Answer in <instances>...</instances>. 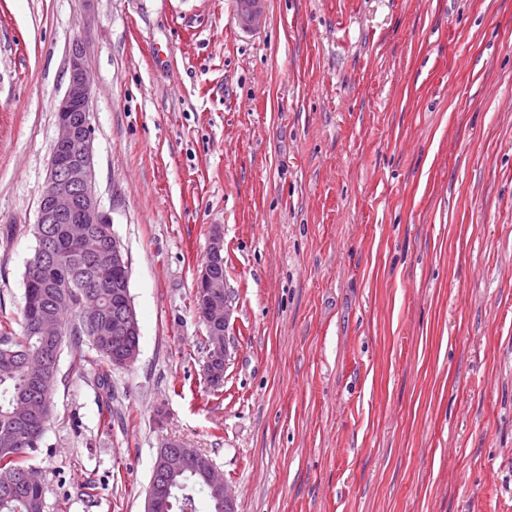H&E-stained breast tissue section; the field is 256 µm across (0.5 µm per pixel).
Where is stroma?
Instances as JSON below:
<instances>
[{"label": "stroma", "instance_id": "35a3bbf8", "mask_svg": "<svg viewBox=\"0 0 512 512\" xmlns=\"http://www.w3.org/2000/svg\"><path fill=\"white\" fill-rule=\"evenodd\" d=\"M235 3L0 0V319L78 43L141 330L124 368L63 343L46 512H145L169 440L236 512H512V0H265L252 31ZM223 263L224 235L220 225H215L209 233L207 261L196 280L195 308L199 317L206 323L210 336H224V361L222 355L221 359L216 362V368L225 373L231 357L228 332L232 308L228 291L224 287ZM217 267L223 277L215 272ZM222 324L224 332L221 330Z\"/></svg>", "mask_w": 512, "mask_h": 512}]
</instances>
